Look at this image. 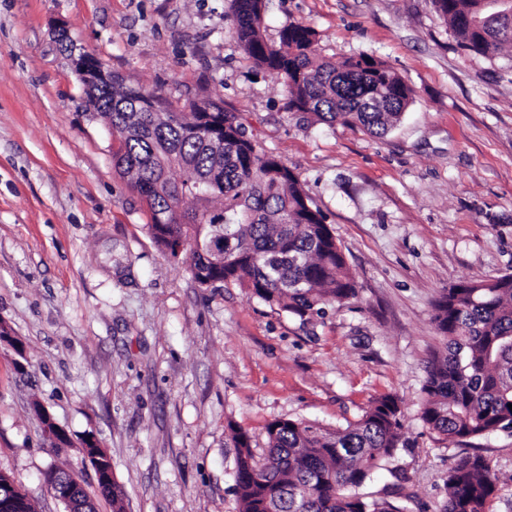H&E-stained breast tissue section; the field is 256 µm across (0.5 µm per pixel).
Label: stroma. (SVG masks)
<instances>
[{
    "label": "stroma",
    "mask_w": 512,
    "mask_h": 512,
    "mask_svg": "<svg viewBox=\"0 0 512 512\" xmlns=\"http://www.w3.org/2000/svg\"><path fill=\"white\" fill-rule=\"evenodd\" d=\"M230 0H0V471L36 512H64L44 473L82 474L95 438L125 512H239L225 427L267 449L266 426L336 428L395 395L404 445L362 488L405 512H442L449 466L480 454L512 512V435L463 441L421 418L427 364L443 347L433 304L460 281L512 274V44L458 48L432 0H268L265 35L300 21L321 57L364 53L414 88L386 136L291 112L254 67ZM71 39L127 81L183 107L210 98L298 177L355 278L353 298L304 321L240 286H200L147 226L115 167L120 136L86 109ZM66 445L54 446L36 407Z\"/></svg>",
    "instance_id": "1"
}]
</instances>
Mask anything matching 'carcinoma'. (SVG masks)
I'll return each mask as SVG.
<instances>
[{
    "mask_svg": "<svg viewBox=\"0 0 512 512\" xmlns=\"http://www.w3.org/2000/svg\"><path fill=\"white\" fill-rule=\"evenodd\" d=\"M484 2L433 0L460 49L493 57L512 44V17ZM265 10L266 0H231L234 33L255 67L283 79L289 109L331 125H358L374 137L399 122L414 98L401 75L364 53L339 65L319 58L314 31L298 21L271 42L262 26ZM94 107L122 138L116 165L151 213L150 235L170 260L189 263L198 284L243 286L300 318L356 295L322 213L294 172L258 148L236 113L211 100H193L180 112L119 74ZM186 198L196 206L183 208ZM199 239L224 243V253L203 258L194 248ZM434 310L445 351L428 365L423 421L452 440L512 433V274L460 282ZM227 429L238 449L240 512H402L358 493L402 444L393 395L375 399L344 428L274 420L261 461L247 432L231 423ZM498 481L484 456L459 459L448 468L443 512H490Z\"/></svg>",
    "mask_w": 512,
    "mask_h": 512,
    "instance_id": "1",
    "label": "carcinoma"
}]
</instances>
